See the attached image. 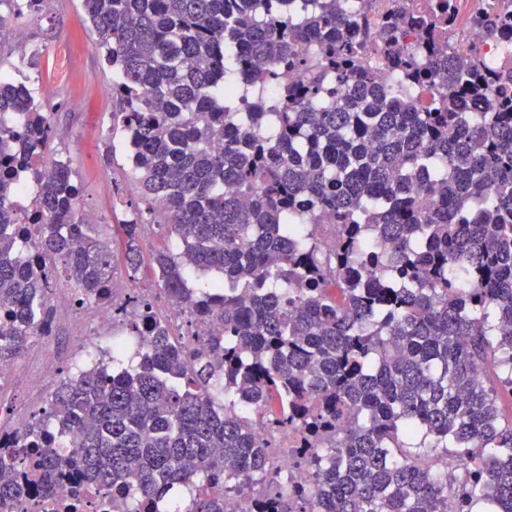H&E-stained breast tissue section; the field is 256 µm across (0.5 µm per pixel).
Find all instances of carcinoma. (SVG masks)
<instances>
[{
    "instance_id": "obj_1",
    "label": "carcinoma",
    "mask_w": 512,
    "mask_h": 512,
    "mask_svg": "<svg viewBox=\"0 0 512 512\" xmlns=\"http://www.w3.org/2000/svg\"><path fill=\"white\" fill-rule=\"evenodd\" d=\"M276 1L292 2L83 0L139 185L125 266L138 270L143 226L162 214L181 251L154 254L158 288L224 334L182 343L137 302L150 351L59 383L18 437L26 454L0 449V506L22 512L68 466L136 512L169 505L194 472L206 493L192 512H225L229 494L277 480L254 418L230 412L246 401L273 430L300 424L315 469L312 493L265 494L253 512H512V413L498 407L512 398V69L459 59L452 16L399 0L374 70L347 0L300 15ZM41 2L0 0V25ZM474 24L496 38L512 14ZM410 27L422 39L401 51ZM295 70L303 84L264 94ZM389 81L436 94L424 107ZM471 100L483 111H464ZM50 140L42 102L0 77L1 368L51 319L38 260L90 304L109 303L115 279L69 163L14 172L17 143ZM29 182L35 256L10 205Z\"/></svg>"
}]
</instances>
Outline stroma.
<instances>
[{
  "instance_id": "1",
  "label": "stroma",
  "mask_w": 512,
  "mask_h": 512,
  "mask_svg": "<svg viewBox=\"0 0 512 512\" xmlns=\"http://www.w3.org/2000/svg\"><path fill=\"white\" fill-rule=\"evenodd\" d=\"M83 13L82 0H49L36 21L25 23V42L0 46V74L38 91L51 123L72 129L71 139L51 142L44 158L69 161L81 186L78 212L96 214L100 233L111 240L119 254L123 241L118 225L128 217L126 203L137 198L138 184L130 175L124 140L113 137L110 131L112 70L99 53L93 35L82 25ZM57 38L65 41L71 58L70 80L61 87L49 80V48ZM164 248L177 250L176 238L168 236L165 228L146 225L140 269L133 276L125 267L116 270L117 278H133L138 294L158 313L170 306L156 286L152 261L154 253ZM89 321L83 308L73 307L71 315L59 317L55 335L47 342H34L31 352L47 344L56 350L62 369L80 365L84 343L77 328Z\"/></svg>"
}]
</instances>
